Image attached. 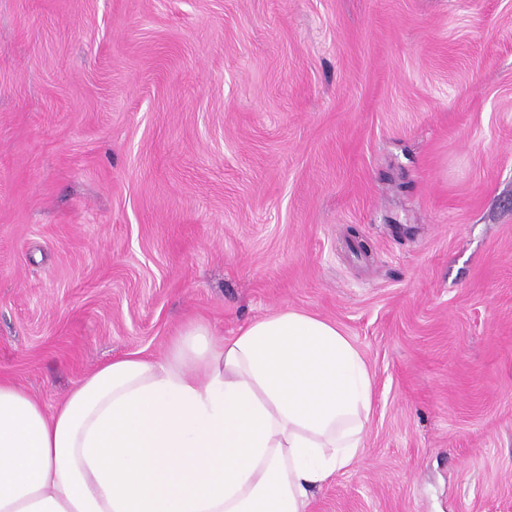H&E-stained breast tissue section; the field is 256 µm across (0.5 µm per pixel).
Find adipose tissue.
<instances>
[{
    "mask_svg": "<svg viewBox=\"0 0 512 512\" xmlns=\"http://www.w3.org/2000/svg\"><path fill=\"white\" fill-rule=\"evenodd\" d=\"M370 371L334 322L280 309L100 365L53 410L0 376V512H307L365 440Z\"/></svg>",
    "mask_w": 512,
    "mask_h": 512,
    "instance_id": "1",
    "label": "adipose tissue"
}]
</instances>
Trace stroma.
<instances>
[{
    "label": "stroma",
    "mask_w": 512,
    "mask_h": 512,
    "mask_svg": "<svg viewBox=\"0 0 512 512\" xmlns=\"http://www.w3.org/2000/svg\"><path fill=\"white\" fill-rule=\"evenodd\" d=\"M285 306L374 381L309 512H512V0H0V376Z\"/></svg>",
    "instance_id": "obj_1"
}]
</instances>
